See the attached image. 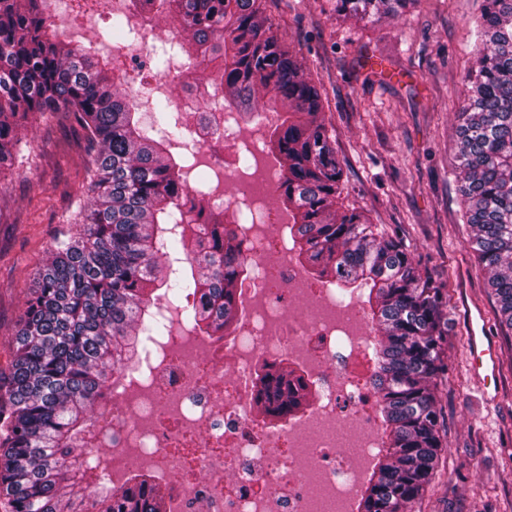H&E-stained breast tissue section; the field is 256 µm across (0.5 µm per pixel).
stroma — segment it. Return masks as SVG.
Segmentation results:
<instances>
[{
  "label": "stroma",
  "instance_id": "stroma-1",
  "mask_svg": "<svg viewBox=\"0 0 512 512\" xmlns=\"http://www.w3.org/2000/svg\"><path fill=\"white\" fill-rule=\"evenodd\" d=\"M59 34L119 55L105 0H60ZM333 0H266L273 33L321 85L324 115L343 164L344 206L403 241L448 291V378L439 391L447 452L415 512H512V339L496 323L488 275L467 247L456 167L455 116L472 67L482 0H420L371 24L336 18ZM383 60L374 73L359 56ZM24 157L0 180V367L35 270L54 237L75 227L86 198L81 128L63 116L34 124ZM484 314L499 351L498 395L487 401L467 367L468 315Z\"/></svg>",
  "mask_w": 512,
  "mask_h": 512
}]
</instances>
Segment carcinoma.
<instances>
[{
	"label": "carcinoma",
	"mask_w": 512,
	"mask_h": 512,
	"mask_svg": "<svg viewBox=\"0 0 512 512\" xmlns=\"http://www.w3.org/2000/svg\"><path fill=\"white\" fill-rule=\"evenodd\" d=\"M170 18L213 72L222 106L247 117L279 113L266 136L278 159L280 200L291 250L305 271L363 290L375 333L372 384L381 447L359 512H414L444 454L438 392L448 374V293L421 273L407 247L354 210L339 206L344 171L323 115V94L297 53L271 32L263 0H133ZM418 0H334L336 15L393 19ZM47 0H0V176L37 117L63 113L84 131L87 199L75 234L55 240L36 270L0 369V504L5 512H167L155 478L112 490L95 441V408L122 385L126 367L149 360L182 310L204 336L231 335L238 296L255 262L237 227L197 211L187 219L185 166L169 153L196 146L171 100L145 97L158 136L139 124L134 98L109 61L58 39ZM467 94L456 114L455 178L469 248L486 270L500 327L512 332V0H483ZM193 298L180 308L179 297ZM255 405L279 422L309 406L304 371L260 364Z\"/></svg>",
	"instance_id": "obj_1"
}]
</instances>
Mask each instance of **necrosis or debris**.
I'll return each mask as SVG.
<instances>
[{"mask_svg": "<svg viewBox=\"0 0 512 512\" xmlns=\"http://www.w3.org/2000/svg\"><path fill=\"white\" fill-rule=\"evenodd\" d=\"M236 112L211 115L198 143L217 174L209 198L250 201L265 217L279 181L263 152L237 165ZM236 194H229L228 183ZM261 274L243 297L235 332L201 336L170 316L161 359L132 366L101 402L112 488L152 473L167 486V512H353L379 443L374 408L358 383L372 373L370 325L357 302L314 291L283 226L242 228ZM290 357L322 394L303 417L257 429L251 381L257 364Z\"/></svg>", "mask_w": 512, "mask_h": 512, "instance_id": "1", "label": "necrosis or debris"}]
</instances>
